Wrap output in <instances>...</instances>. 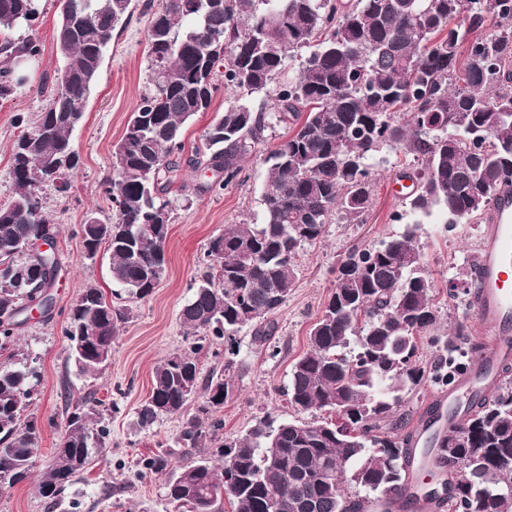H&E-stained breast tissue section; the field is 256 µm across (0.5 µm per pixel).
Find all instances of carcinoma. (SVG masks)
Here are the masks:
<instances>
[{"mask_svg": "<svg viewBox=\"0 0 512 512\" xmlns=\"http://www.w3.org/2000/svg\"><path fill=\"white\" fill-rule=\"evenodd\" d=\"M131 0H62L56 48L64 65L48 104L12 145L13 196L0 204V490L31 476L39 431L29 408L38 374L15 348L40 292L38 265L56 276L54 250L33 258L29 239L56 237L43 214V192L69 189L79 163L71 118L86 112L103 47L131 13ZM39 0H0V99L25 81L24 64L41 46L30 29ZM497 29L485 36L487 16ZM149 90L131 115L101 188L112 216L79 226L86 254H109L112 284L137 299L150 295L165 271L175 183L209 170L203 191L235 183L256 155L269 121L286 135L260 155L265 166L261 224H231L212 238L210 263L180 311L187 347L152 374L138 423L177 415L203 391L198 416L174 448L142 456L137 474L175 472L164 487L173 512H359L342 490L344 476L389 502L413 482L412 436L397 415L402 393L429 380L448 386L461 371L445 349L436 369L420 365V336L437 324L436 283L425 267L416 228L438 213L470 224L512 190V0H161L147 33ZM210 50L201 57L198 48ZM301 51L299 67L292 62ZM225 87L241 94L206 127L204 150L185 156L184 128ZM419 161L400 177L413 181L405 198L412 226L378 247L345 253L308 349L294 363L288 403L326 419L263 421L252 432L172 464L178 448H203L218 437L215 417L229 395L232 362L202 374L199 357L243 326L258 323L266 344L275 314L297 279V256L320 240L336 216L361 224L373 203L369 159L383 151ZM132 309L85 288L64 330L68 358L87 376L112 357V341ZM64 433L39 492L56 505L105 448L110 429L99 402L65 408ZM459 425L436 431L422 452L441 467L464 466L442 502L448 512H512V380L488 396L457 404Z\"/></svg>", "mask_w": 512, "mask_h": 512, "instance_id": "carcinoma-1", "label": "carcinoma"}]
</instances>
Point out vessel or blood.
I'll return each mask as SVG.
<instances>
[{
    "label": "vessel or blood",
    "instance_id": "vessel-or-blood-1",
    "mask_svg": "<svg viewBox=\"0 0 512 512\" xmlns=\"http://www.w3.org/2000/svg\"><path fill=\"white\" fill-rule=\"evenodd\" d=\"M474 311L480 325L491 333L475 365L448 391L439 393L440 406L482 391L498 381V366L512 359V194H501L475 261Z\"/></svg>",
    "mask_w": 512,
    "mask_h": 512
}]
</instances>
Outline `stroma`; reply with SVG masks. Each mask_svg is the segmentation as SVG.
I'll use <instances>...</instances> for the list:
<instances>
[{
  "label": "stroma",
  "instance_id": "stroma-1",
  "mask_svg": "<svg viewBox=\"0 0 512 512\" xmlns=\"http://www.w3.org/2000/svg\"><path fill=\"white\" fill-rule=\"evenodd\" d=\"M145 2L136 0L132 17L114 37L84 120L72 134L79 166L70 189L59 192L49 187L43 193V211L59 229L54 303L50 321H30L18 341L19 349L34 361L39 374L30 411L39 426L40 444L31 478L0 491V512H62L41 498L37 485L61 440L67 402L89 395L107 407L118 404L119 411L107 419L109 448L93 451L86 470L69 488V496L80 502L81 512H165L162 477H137L136 462L140 456L172 444L187 418L197 415L203 398L193 397L184 414L160 419L146 429L137 423V409L150 391L154 367L186 346L179 314L205 268L210 240L221 234L225 225L263 221L265 170L256 157L243 162L237 184L226 189L202 192L196 181H188L176 203L165 243V272L146 298L114 290L107 256L86 255L77 229L89 213L109 215L99 181L111 170L113 149L149 87L145 47L150 15L144 9ZM39 5L32 35L40 40L42 51L29 68L26 86L0 100V204L12 196L10 151L19 133L15 119L37 120L47 102L37 88L62 66L55 42L61 0H40ZM405 162L399 153L387 154L382 162L374 161L373 205L364 223L330 224L319 242L304 246L295 286L273 317L276 329L267 345L255 343L254 328L248 325L234 336L233 352H221L216 358L208 352L201 355L206 372L215 361L233 363L229 374L232 392L220 412L224 421L221 438L244 436L270 416L295 418L285 395L291 367L307 349L308 331L328 297L343 254L355 245H377L406 229L405 223L392 219L405 204L401 195L391 190L394 174ZM485 230L482 223L449 228L435 215L422 218L418 226L423 262L437 285L440 315L438 326L420 340L419 360L425 366L437 363L456 322H465L471 335L479 333L473 305L465 300L462 284ZM91 285L112 292L113 303L129 306L134 313L112 343L109 366L94 378L79 374L74 362L68 360L67 339L62 332L72 304Z\"/></svg>",
  "mask_w": 512,
  "mask_h": 512
}]
</instances>
